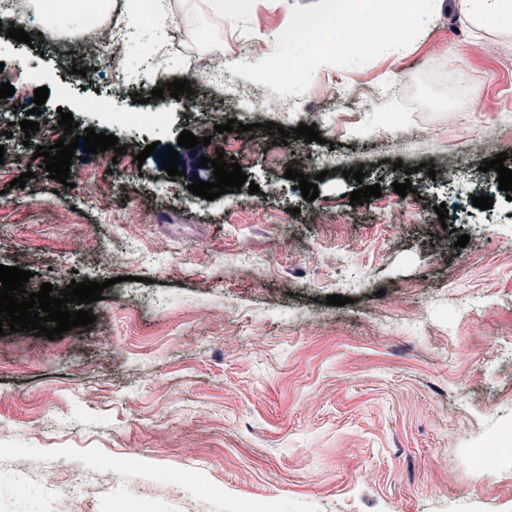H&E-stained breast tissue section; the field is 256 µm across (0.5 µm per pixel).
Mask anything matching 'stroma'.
<instances>
[{
  "label": "stroma",
  "mask_w": 512,
  "mask_h": 512,
  "mask_svg": "<svg viewBox=\"0 0 512 512\" xmlns=\"http://www.w3.org/2000/svg\"><path fill=\"white\" fill-rule=\"evenodd\" d=\"M315 0H254L250 12L216 20L205 0H170L161 36L142 35L120 58L130 87L68 72L60 48L38 34L73 36L78 22L51 18L31 0L32 44L0 32V62L13 75L17 113L0 112V145L18 156L0 165V264L31 271L30 291L48 282L104 284L95 323L49 340L0 337V512H512V462L475 469L467 448L512 426V201L481 170L506 153L512 169V35L477 31L454 0L407 48L369 63L318 69L301 102L241 109L243 76L200 84L196 111L152 98L141 72L158 40L178 42L182 61L202 62L214 32L224 51L274 49L293 6ZM71 85L60 97L57 81ZM47 87L43 119L25 136L20 123L34 91ZM139 101H132V93ZM109 113L89 108L95 94ZM163 112L155 129H132L113 114ZM72 113L80 128L112 134L129 153L105 151L83 172L76 150L70 186L48 178L35 146L62 136ZM316 125L321 142L241 138L216 125ZM406 136L380 143L383 127ZM210 137L179 148L182 131ZM487 146L473 168L457 157ZM158 144L145 162L137 154ZM175 146L185 170L161 168ZM235 158L256 194L206 200L193 179L212 181L201 157ZM326 157L319 195L306 201L284 173L294 155ZM441 157L444 178L421 163ZM402 169H395V162ZM363 167V180L344 170ZM31 172L25 187L14 178ZM411 181L406 196L393 182ZM382 195L351 205L359 185ZM493 197L492 208L473 197ZM446 205L449 228L435 211ZM325 223L308 221L310 208ZM418 220L407 221V211ZM469 235L466 247L456 245ZM348 302L330 306L326 296ZM39 468L18 486L14 463ZM192 468L193 486L163 481ZM96 482L77 501L56 489L72 474Z\"/></svg>",
  "instance_id": "1"
}]
</instances>
